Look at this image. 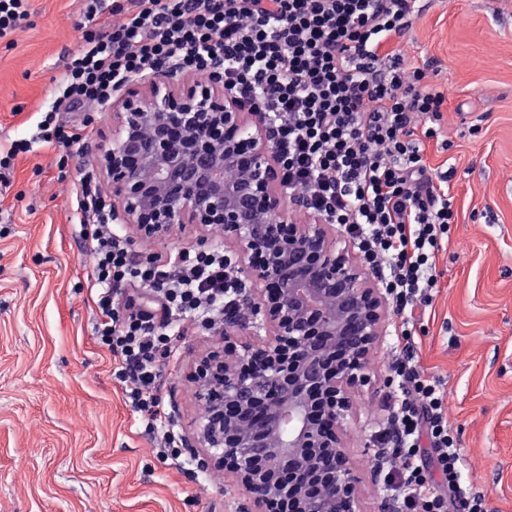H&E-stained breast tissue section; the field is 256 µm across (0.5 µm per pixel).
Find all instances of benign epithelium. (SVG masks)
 <instances>
[{
    "mask_svg": "<svg viewBox=\"0 0 512 512\" xmlns=\"http://www.w3.org/2000/svg\"><path fill=\"white\" fill-rule=\"evenodd\" d=\"M125 85L103 106L112 140L95 155L112 219L143 241L175 224L218 226L255 285L251 321L224 322V351L190 373L202 413L184 448L243 491L244 512H361L342 422L385 297L330 225L285 217L304 200L284 192L260 116L221 83L178 90L158 72Z\"/></svg>",
    "mask_w": 512,
    "mask_h": 512,
    "instance_id": "7a95c632",
    "label": "benign epithelium"
}]
</instances>
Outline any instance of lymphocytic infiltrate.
Wrapping results in <instances>:
<instances>
[{
  "mask_svg": "<svg viewBox=\"0 0 512 512\" xmlns=\"http://www.w3.org/2000/svg\"><path fill=\"white\" fill-rule=\"evenodd\" d=\"M416 0H133L104 33L85 32L39 128L66 147L77 135L64 112L111 99L125 79L172 64L259 113L285 190L302 195L324 223L343 227L364 263L384 270L382 286L403 316L401 357L390 364L397 400L388 435L387 481L401 512H485L462 481L463 459L448 425L446 391L421 375L410 343L415 309L438 284L436 255L455 214L423 160L421 137L436 136L442 92L423 69L403 68L381 49L403 35ZM423 135H416L417 126ZM86 238L100 287L99 343L119 358L115 375L160 455H177L158 393L160 360L176 349L168 323L141 306L140 291L162 308L205 323L244 318V285L223 249L137 260L129 241L84 185ZM432 451L423 463V447Z\"/></svg>",
  "mask_w": 512,
  "mask_h": 512,
  "instance_id": "lymphocytic-infiltrate-1",
  "label": "lymphocytic infiltrate"
}]
</instances>
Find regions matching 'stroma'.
Here are the masks:
<instances>
[{
	"mask_svg": "<svg viewBox=\"0 0 512 512\" xmlns=\"http://www.w3.org/2000/svg\"><path fill=\"white\" fill-rule=\"evenodd\" d=\"M86 7L29 0L28 17L0 39V149L31 141L0 181V512H241L223 473L185 453H156L114 376L117 355L96 338L98 288L76 195L96 146L112 136V115L95 106L66 113L79 138L65 149L37 129L84 29L113 20L112 0H98L91 19ZM390 48L444 92L441 135L422 149L431 169L455 172L448 195L458 222L436 257L433 303L416 317L417 369L447 392L464 484L487 512H512V0H430ZM202 237L224 241L222 229L189 224L130 244L135 259H166ZM400 323L389 311L368 379L349 393L344 438L361 512H401L380 443ZM223 346L221 330L181 322L159 381L176 434L200 415L188 373Z\"/></svg>",
	"mask_w": 512,
	"mask_h": 512,
	"instance_id": "stroma-1",
	"label": "stroma"
}]
</instances>
